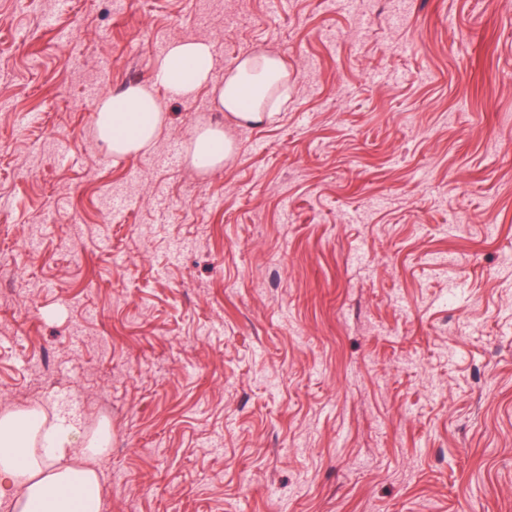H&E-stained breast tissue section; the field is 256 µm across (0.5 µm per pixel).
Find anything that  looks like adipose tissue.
Wrapping results in <instances>:
<instances>
[{
    "instance_id": "obj_1",
    "label": "adipose tissue",
    "mask_w": 512,
    "mask_h": 512,
    "mask_svg": "<svg viewBox=\"0 0 512 512\" xmlns=\"http://www.w3.org/2000/svg\"><path fill=\"white\" fill-rule=\"evenodd\" d=\"M213 66L207 42H171L156 64L158 86L133 85L96 102L99 140L118 157L150 151L167 121L156 93L160 86L178 98L211 87L216 108L229 122L247 127L269 124L288 99V70L277 57L245 55L220 85L212 82ZM234 153L233 140L215 124L196 130L188 158L197 170L215 172ZM110 440L105 428L88 436L63 418L46 424L30 407L1 411L0 483L20 489L16 512H102L104 489L90 462L106 453Z\"/></svg>"
}]
</instances>
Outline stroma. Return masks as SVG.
Returning <instances> with one entry per match:
<instances>
[{
    "label": "stroma",
    "mask_w": 512,
    "mask_h": 512,
    "mask_svg": "<svg viewBox=\"0 0 512 512\" xmlns=\"http://www.w3.org/2000/svg\"><path fill=\"white\" fill-rule=\"evenodd\" d=\"M208 41L288 101L224 169L97 99ZM0 410L112 441L103 512H512V5L0 0ZM95 111L98 139L118 157L150 151L167 121L153 84L129 86L100 98Z\"/></svg>",
    "instance_id": "35a3bbf8"
}]
</instances>
